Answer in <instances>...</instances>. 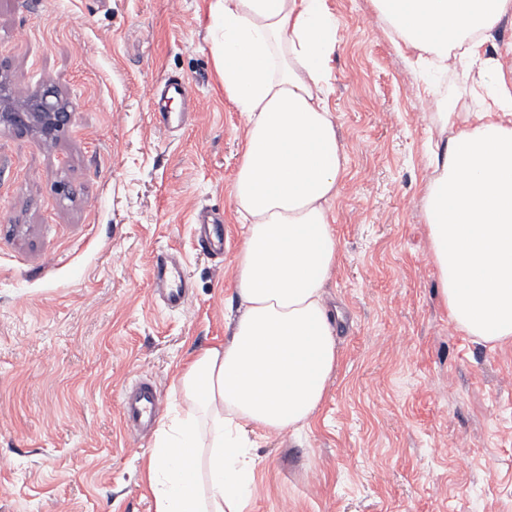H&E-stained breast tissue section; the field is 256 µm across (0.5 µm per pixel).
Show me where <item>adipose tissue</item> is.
I'll return each mask as SVG.
<instances>
[{
	"mask_svg": "<svg viewBox=\"0 0 512 512\" xmlns=\"http://www.w3.org/2000/svg\"><path fill=\"white\" fill-rule=\"evenodd\" d=\"M405 46L416 82L457 62L488 97L448 99L421 196L449 321L480 342H512V67L486 45L512 0H372ZM213 55L244 119L231 193L242 227L232 337L196 354L177 381L147 461L155 512H242L258 436L309 425L338 354L324 288L336 270L333 204L347 172L328 109L336 22L325 0H215Z\"/></svg>",
	"mask_w": 512,
	"mask_h": 512,
	"instance_id": "adipose-tissue-1",
	"label": "adipose tissue"
}]
</instances>
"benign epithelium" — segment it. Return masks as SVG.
I'll return each instance as SVG.
<instances>
[{
  "instance_id": "obj_1",
  "label": "benign epithelium",
  "mask_w": 512,
  "mask_h": 512,
  "mask_svg": "<svg viewBox=\"0 0 512 512\" xmlns=\"http://www.w3.org/2000/svg\"><path fill=\"white\" fill-rule=\"evenodd\" d=\"M75 108L51 82L28 95L12 87L0 67V134L36 130L46 138L55 136L73 122Z\"/></svg>"
}]
</instances>
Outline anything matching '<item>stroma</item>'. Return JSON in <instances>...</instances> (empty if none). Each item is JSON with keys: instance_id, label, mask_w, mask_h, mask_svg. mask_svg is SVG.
Segmentation results:
<instances>
[{"instance_id": "35a3bbf8", "label": "stroma", "mask_w": 512, "mask_h": 512, "mask_svg": "<svg viewBox=\"0 0 512 512\" xmlns=\"http://www.w3.org/2000/svg\"><path fill=\"white\" fill-rule=\"evenodd\" d=\"M212 0H0V62L75 107L45 141L0 134V512H155L154 433L127 434L140 376L164 405L195 352L229 338L241 240L230 192L243 118L224 100ZM340 40L329 108L347 155L327 294L338 367L298 435L260 440L245 512H512V343L458 330L440 300L420 197L446 97L479 109L461 70L417 90L372 0H326ZM176 75L197 108L160 127L148 90ZM223 220L224 253L196 219ZM172 253L191 283L165 308L149 272Z\"/></svg>"}]
</instances>
